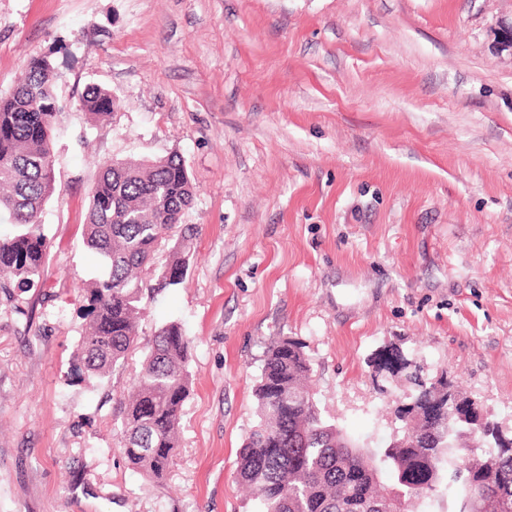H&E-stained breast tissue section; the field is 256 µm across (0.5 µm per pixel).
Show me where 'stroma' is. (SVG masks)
Instances as JSON below:
<instances>
[{
  "mask_svg": "<svg viewBox=\"0 0 512 512\" xmlns=\"http://www.w3.org/2000/svg\"><path fill=\"white\" fill-rule=\"evenodd\" d=\"M512 0H0V96L46 56L63 104L43 285L0 297V512H258L235 479L268 347L302 342L322 414L389 441L413 386L399 351L450 371L512 430ZM119 105L80 108L88 85ZM178 154L199 227L184 281L152 299L194 339L176 464L128 465L104 383L76 382L84 224L102 166ZM118 105L112 92L98 85L89 86L80 101L82 110L94 122L105 120Z\"/></svg>",
  "mask_w": 512,
  "mask_h": 512,
  "instance_id": "1",
  "label": "stroma"
}]
</instances>
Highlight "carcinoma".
Returning <instances> with one entry per match:
<instances>
[{
	"mask_svg": "<svg viewBox=\"0 0 512 512\" xmlns=\"http://www.w3.org/2000/svg\"><path fill=\"white\" fill-rule=\"evenodd\" d=\"M50 60L34 59L0 97V292L39 282L47 254L45 206L56 192L54 128L61 102ZM119 105L91 85L80 106L105 120ZM195 187L184 160L123 159L106 165L94 185L86 244L101 275L81 288L85 328L73 360L75 380L95 385L137 348V321L160 291L181 284L198 227L182 223ZM192 339L181 324L160 326L147 347L133 391L116 401L121 453L133 468L160 480L174 464L177 431L190 393ZM303 343L282 337L267 350L254 396L259 422L240 448L236 478L253 492L259 512H427L424 492L444 485L448 512H512V435L483 422L478 407L455 389L448 371L416 386L401 417L438 403L435 416L408 421V438L370 448L322 415L308 385ZM485 432L484 455H462L469 431Z\"/></svg>",
	"mask_w": 512,
	"mask_h": 512,
	"instance_id": "obj_1",
	"label": "carcinoma"
}]
</instances>
